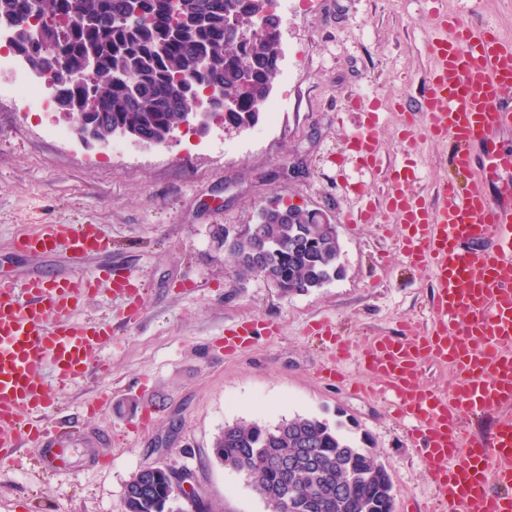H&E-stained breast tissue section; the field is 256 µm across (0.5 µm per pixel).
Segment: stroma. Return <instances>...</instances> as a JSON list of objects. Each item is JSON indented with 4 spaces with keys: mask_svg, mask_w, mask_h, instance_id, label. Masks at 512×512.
I'll list each match as a JSON object with an SVG mask.
<instances>
[{
    "mask_svg": "<svg viewBox=\"0 0 512 512\" xmlns=\"http://www.w3.org/2000/svg\"><path fill=\"white\" fill-rule=\"evenodd\" d=\"M283 19L280 63L271 97L277 115L256 125L213 123L171 141L131 144L103 156L76 136H49L68 124L62 110L26 112L0 99V275L21 279L59 269L93 276L131 273L144 291L138 315L108 286L79 302L76 316L112 319L114 336L88 376L46 373L67 469L44 464L37 445L0 458V512H125V486L137 470L166 466L192 475L210 512H267L245 475L211 453L215 435L238 421L274 424L294 415L327 421L384 463L394 512H430L433 471L383 402L365 389L373 379L355 356L376 336L411 322L430 327L434 283L398 249L402 227L382 212L375 224L343 217L365 203L380 207L384 176L369 175L345 149L360 120L358 96L379 109L383 166L403 162L400 135L432 62L425 45L435 13L489 25L512 41V0H276ZM408 189L438 203L449 176L448 150L417 120ZM321 210L333 218L341 246L339 275L324 287L285 296L257 277L238 275L218 234L255 223L271 203ZM95 224L109 248L80 262L18 251L15 239L39 224ZM253 321L251 345L224 349V332ZM336 324L349 344L344 382H326L330 352L314 335Z\"/></svg>",
    "mask_w": 512,
    "mask_h": 512,
    "instance_id": "35a3bbf8",
    "label": "stroma"
}]
</instances>
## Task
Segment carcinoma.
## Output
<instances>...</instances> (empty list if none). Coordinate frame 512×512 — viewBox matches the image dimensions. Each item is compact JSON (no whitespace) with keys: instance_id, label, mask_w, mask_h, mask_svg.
<instances>
[{"instance_id":"1","label":"carcinoma","mask_w":512,"mask_h":512,"mask_svg":"<svg viewBox=\"0 0 512 512\" xmlns=\"http://www.w3.org/2000/svg\"><path fill=\"white\" fill-rule=\"evenodd\" d=\"M272 0H0V19L34 16L62 49V59L41 57L18 37L10 42L43 72L59 77V106L95 126L98 134L143 138L156 144L207 103L226 124L258 122L278 72L280 47L268 33ZM235 13L239 32L226 26ZM94 59L93 80L81 75ZM220 87L235 108L207 100ZM259 224L279 248L260 255L261 240L239 233L228 251L238 274L270 282L285 295L323 287L341 271L336 225L316 224L311 213L279 204L263 210ZM212 454L224 468L244 474L276 512L284 492L286 512H394L390 475L369 449L326 421L297 415L274 425L227 424L214 437ZM126 512H185L173 471L140 469L125 487Z\"/></svg>"}]
</instances>
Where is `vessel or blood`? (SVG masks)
<instances>
[{
	"mask_svg": "<svg viewBox=\"0 0 512 512\" xmlns=\"http://www.w3.org/2000/svg\"><path fill=\"white\" fill-rule=\"evenodd\" d=\"M433 61L417 102L426 132L450 140V166L471 172L481 162L486 177L466 185L444 181L440 201L428 207L407 192L413 166L394 168L386 207L404 226L401 248L414 266L432 271L435 292L426 334L378 336L358 356L373 375L375 393L423 442L437 473L436 512H512V422L485 438L466 435L469 416L512 404V187L493 201L487 178L512 169V155L497 148L512 128V42L487 28L440 14L427 45ZM350 148L370 174L379 171L373 106ZM109 242L94 224H42L21 235L18 250L39 255L63 251L85 258ZM113 293L127 295L129 313L140 306L131 275L108 274ZM98 278L71 273L0 277V457L30 442L48 449L45 462L61 469L58 430L47 425L46 369L64 380L85 376L91 356L112 339V322L78 318L79 300L95 293ZM450 364L455 383L441 391L420 382L426 361Z\"/></svg>",
	"mask_w": 512,
	"mask_h": 512,
	"instance_id": "b4317fda",
	"label": "vessel or blood"
}]
</instances>
